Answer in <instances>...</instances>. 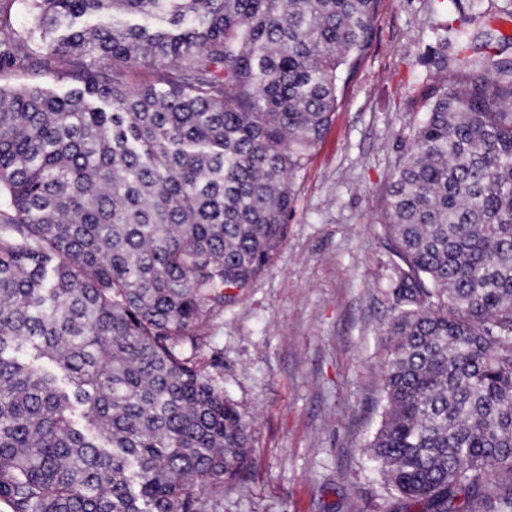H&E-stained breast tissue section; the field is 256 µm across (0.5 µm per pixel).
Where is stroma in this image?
<instances>
[{"mask_svg": "<svg viewBox=\"0 0 512 512\" xmlns=\"http://www.w3.org/2000/svg\"><path fill=\"white\" fill-rule=\"evenodd\" d=\"M510 11L512 0H380L327 136L291 177L285 240L203 326L197 361L250 423L246 474L206 512H391L367 448L394 313L388 187L424 118L436 29L451 15L497 29Z\"/></svg>", "mask_w": 512, "mask_h": 512, "instance_id": "obj_1", "label": "stroma"}]
</instances>
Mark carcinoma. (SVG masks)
<instances>
[{
	"label": "carcinoma",
	"instance_id": "carcinoma-1",
	"mask_svg": "<svg viewBox=\"0 0 512 512\" xmlns=\"http://www.w3.org/2000/svg\"><path fill=\"white\" fill-rule=\"evenodd\" d=\"M0 5V502L204 512L249 427L201 330L270 263L379 0ZM432 54L389 187L385 412L370 448L418 512H512V58ZM136 67L150 79L129 86Z\"/></svg>",
	"mask_w": 512,
	"mask_h": 512
}]
</instances>
